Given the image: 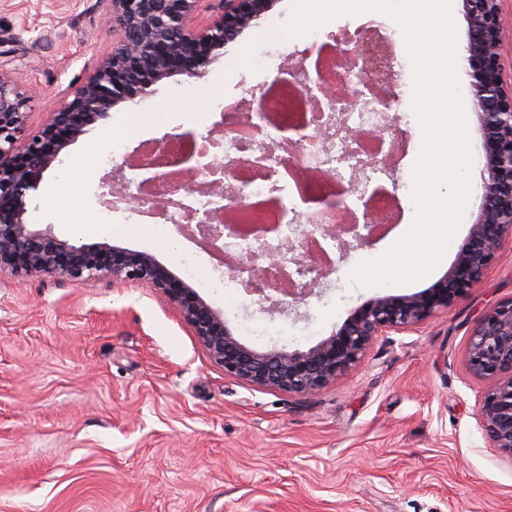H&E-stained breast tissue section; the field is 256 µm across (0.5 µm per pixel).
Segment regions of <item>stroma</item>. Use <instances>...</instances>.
<instances>
[{
    "label": "stroma",
    "mask_w": 512,
    "mask_h": 512,
    "mask_svg": "<svg viewBox=\"0 0 512 512\" xmlns=\"http://www.w3.org/2000/svg\"><path fill=\"white\" fill-rule=\"evenodd\" d=\"M105 0H0V67L23 78L26 133L38 131L111 49ZM292 0L264 13L203 76L174 75L140 102H122L69 153L89 163L74 207L45 205L68 173L49 169L29 206L37 229L79 243L146 251L183 278L246 346L305 350L365 302L431 288L451 266L480 210L467 206L449 258L424 280L357 286L415 217L412 167L423 141L411 108L410 60L391 18L375 31L395 52L380 82L398 107L383 135L395 145L391 229L336 257L306 302L255 303L228 260L199 231H182L135 202L119 203L108 235L90 232L109 173L161 149L169 133H207L224 108L245 116L263 89L306 58L310 36L285 39ZM199 259L188 274L186 254ZM223 272V288L207 278ZM512 300V246L480 282L414 332L380 338L362 364L312 396L251 387L225 375L165 299L111 279L0 274V512H512V459L476 426L484 381L465 366L469 333L491 305Z\"/></svg>",
    "instance_id": "stroma-1"
}]
</instances>
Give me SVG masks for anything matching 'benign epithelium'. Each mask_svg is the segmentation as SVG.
Instances as JSON below:
<instances>
[{
	"label": "benign epithelium",
	"mask_w": 512,
	"mask_h": 512,
	"mask_svg": "<svg viewBox=\"0 0 512 512\" xmlns=\"http://www.w3.org/2000/svg\"><path fill=\"white\" fill-rule=\"evenodd\" d=\"M105 22L112 32V51L72 92V99L50 114L42 129L21 141L26 122L27 97L15 76L0 69V272L14 277L50 274L80 281L110 278L133 283L159 293L179 313L211 360L224 374L258 388L288 394H316L355 370L381 337L416 330L428 319L447 310L468 293L512 243V86L504 83L501 66L503 27L499 0H463L468 28L467 69L471 78L473 106L484 136L482 202L467 241L444 277L423 292L373 299L357 310L331 336L306 351L272 348L257 351L242 344L214 310L191 286L172 274L156 258L143 251L113 247L107 243L84 244L60 239L49 231L33 228L28 202L37 195L44 174L60 155L120 102L149 94L154 84L174 74L200 77L224 47L266 9L269 0H213V14L200 18L203 0H109ZM351 48H335L332 66L342 65L338 76L318 74L311 80L307 69H288L289 83L306 98L312 116L306 124L323 127L319 113L336 97V81H342L345 97L385 108L383 124L390 122L395 95L375 92L378 81L370 76L369 43L348 39ZM336 130L345 140L361 143L380 137V132L345 125L336 115ZM210 143L212 179L204 190L222 206L198 225L212 245L224 240V224L218 216L240 201L239 189L224 184L220 143ZM391 154L379 151L363 155L351 167L347 183L338 188L335 224H316L318 208L304 214L306 224L296 226L287 249L251 254L250 272L259 278L265 266L280 264L288 252L289 264L304 273H288L279 281L251 289L258 302L275 291L302 299L331 267L310 248L317 237L336 240L339 251L351 245L368 246L381 235L374 199L379 189L370 188V172L390 165ZM160 158L134 151L102 182L105 194L125 201H140L162 213L175 204L174 194L159 200L144 189L153 181L152 170ZM130 171L145 177L135 193L129 191ZM351 236L346 240L345 236ZM468 372L489 382L477 403V427L492 447L512 459V300L491 306L474 326L465 355Z\"/></svg>",
	"instance_id": "1"
}]
</instances>
